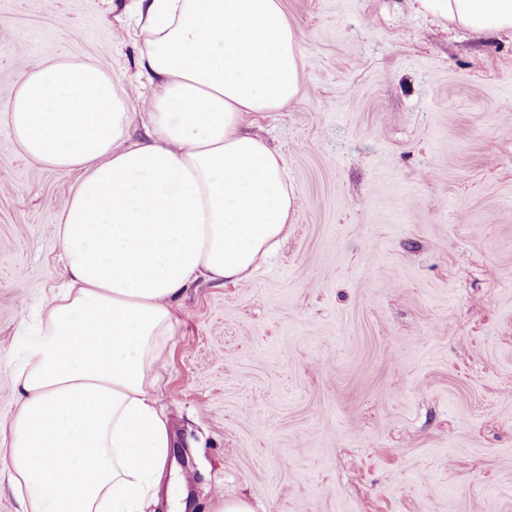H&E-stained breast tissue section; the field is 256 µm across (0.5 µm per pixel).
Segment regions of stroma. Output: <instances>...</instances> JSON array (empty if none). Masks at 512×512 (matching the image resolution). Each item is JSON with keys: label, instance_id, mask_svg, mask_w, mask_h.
<instances>
[{"label": "stroma", "instance_id": "35a3bbf8", "mask_svg": "<svg viewBox=\"0 0 512 512\" xmlns=\"http://www.w3.org/2000/svg\"><path fill=\"white\" fill-rule=\"evenodd\" d=\"M137 0H0V113L44 59L132 96ZM297 98L248 116L299 207L249 281L179 300L153 392L190 512H512V32L411 0H284ZM77 180L0 123V437L23 321L65 281Z\"/></svg>", "mask_w": 512, "mask_h": 512}]
</instances>
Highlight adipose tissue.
<instances>
[{"instance_id":"adipose-tissue-1","label":"adipose tissue","mask_w":512,"mask_h":512,"mask_svg":"<svg viewBox=\"0 0 512 512\" xmlns=\"http://www.w3.org/2000/svg\"><path fill=\"white\" fill-rule=\"evenodd\" d=\"M146 136L111 73L32 67L6 126L39 168L77 174L60 215L65 288L46 299L0 440L21 512H145L171 437L152 390L197 281L251 279L298 207L285 162L243 130L300 91L283 0H137ZM474 32L512 31V0H413Z\"/></svg>"}]
</instances>
